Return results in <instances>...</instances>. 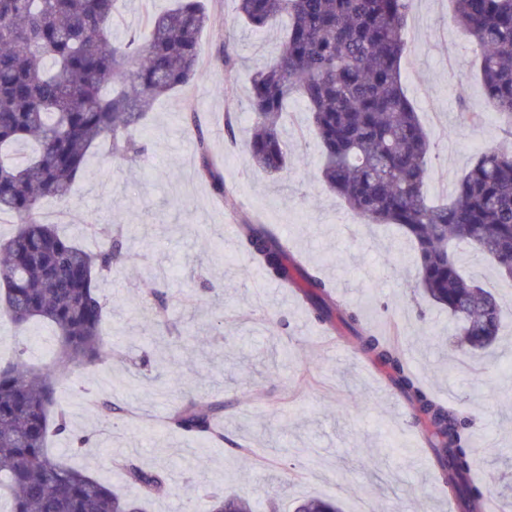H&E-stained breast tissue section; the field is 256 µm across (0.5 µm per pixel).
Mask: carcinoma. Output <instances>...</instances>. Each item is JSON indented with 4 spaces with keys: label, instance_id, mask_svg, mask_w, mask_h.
Listing matches in <instances>:
<instances>
[{
    "label": "carcinoma",
    "instance_id": "obj_1",
    "mask_svg": "<svg viewBox=\"0 0 512 512\" xmlns=\"http://www.w3.org/2000/svg\"><path fill=\"white\" fill-rule=\"evenodd\" d=\"M116 2L0 0V214L20 220L13 236L0 241V311L17 324L44 323L56 341L53 362L42 367L0 363V494H9L11 512H146L151 497L171 491L163 473L127 460L117 466L143 497L123 498L49 448L52 437L68 439L74 450L87 442L71 433L65 414L52 411L55 389L67 372L110 354L96 283L122 255L110 243L89 251L43 222L40 201H67L88 155L102 144L120 163L144 154L133 131L157 97L194 77L200 35L213 24L202 0H177L144 34L116 42ZM237 2L239 17L254 28L287 18L279 53L256 66L248 88L251 165L267 173L288 167L282 115L290 100H304L322 149L323 183L366 223L395 226L412 245L417 290L448 310L452 348L463 356L489 350L500 336L502 310L462 273L460 252L470 250L512 279V151L480 154L451 201L429 200L431 144L400 70L412 0ZM453 4L456 23L479 49L486 98L512 135V0ZM26 145L22 159L10 156ZM198 147L214 192L224 195L205 139ZM238 224L240 244L268 278L297 289L316 322L329 330L341 325L361 353L389 369L393 385L428 417L436 462L453 474L448 496L464 512H484L491 489L472 478L471 424L420 383L397 343L335 300L320 270L294 255L272 225L249 214ZM223 409L189 399L169 424L222 441L214 423ZM205 512L255 510L241 496L217 492ZM296 512L341 510L310 498Z\"/></svg>",
    "mask_w": 512,
    "mask_h": 512
}]
</instances>
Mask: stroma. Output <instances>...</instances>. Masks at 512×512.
I'll use <instances>...</instances> for the list:
<instances>
[{"mask_svg": "<svg viewBox=\"0 0 512 512\" xmlns=\"http://www.w3.org/2000/svg\"><path fill=\"white\" fill-rule=\"evenodd\" d=\"M214 20L200 39L191 82L158 98L136 132L143 158L121 164L93 153L67 203L44 201V222L58 224L88 248V223L121 226L124 260L98 281L106 304V362L76 370L59 386L56 405L73 434L91 438L81 453L57 454L127 498L140 497L115 462L129 458L167 473L171 492L148 512H204L215 488L248 498L260 512H292L303 499L339 502L342 512H459L419 440L411 417L393 410L363 363L344 360L331 334L289 288L260 286L243 250L220 244L241 213L276 225L291 250L321 269L341 303L365 326L390 337L418 368L421 384L471 419L479 477L489 479L495 512H512V281L487 260L463 253L467 277L500 301L501 336L487 353L459 359L448 350L446 310L416 291L415 254L392 226L368 225L321 180V150L310 112L293 100L284 114L291 162L269 175L242 151L252 123L247 89L257 61L273 56L279 26L243 23L237 0H205ZM174 0H120L112 36L125 40ZM232 41L237 65L220 56ZM401 59L402 82L431 142L428 195L447 201L485 149H512V137L488 103L471 63L477 49L455 24L450 0H413ZM483 113L460 123L457 82ZM200 117L199 131L184 122ZM205 138L227 192L217 197L203 175ZM168 294V329L156 326L149 291ZM55 338L44 324L14 325L0 313V358L49 363ZM224 404L222 443L173 431L168 417L189 398Z\"/></svg>", "mask_w": 512, "mask_h": 512, "instance_id": "1", "label": "stroma"}]
</instances>
